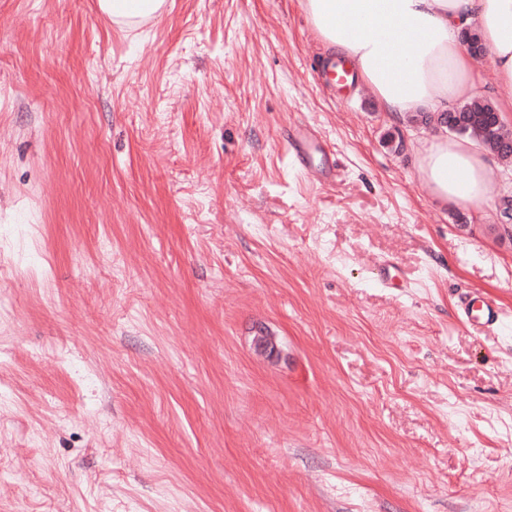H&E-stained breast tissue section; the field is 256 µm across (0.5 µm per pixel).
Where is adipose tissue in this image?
<instances>
[{
    "mask_svg": "<svg viewBox=\"0 0 512 512\" xmlns=\"http://www.w3.org/2000/svg\"><path fill=\"white\" fill-rule=\"evenodd\" d=\"M322 42L347 59L381 108L407 117L480 96L459 36L477 26L496 82L512 84V0H304ZM430 194L478 206L489 194L487 159L469 138L436 137L417 149Z\"/></svg>",
    "mask_w": 512,
    "mask_h": 512,
    "instance_id": "1",
    "label": "adipose tissue"
}]
</instances>
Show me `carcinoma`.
Instances as JSON below:
<instances>
[{
	"label": "carcinoma",
	"instance_id": "carcinoma-1",
	"mask_svg": "<svg viewBox=\"0 0 512 512\" xmlns=\"http://www.w3.org/2000/svg\"><path fill=\"white\" fill-rule=\"evenodd\" d=\"M485 98H473L456 106V111L444 113L443 125L453 127L456 133L475 139L498 155L512 154V130L497 121V113L490 111Z\"/></svg>",
	"mask_w": 512,
	"mask_h": 512
}]
</instances>
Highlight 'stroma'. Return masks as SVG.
Returning a JSON list of instances; mask_svg holds the SVG:
<instances>
[{"instance_id":"35a3bbf8","label":"stroma","mask_w":512,"mask_h":512,"mask_svg":"<svg viewBox=\"0 0 512 512\" xmlns=\"http://www.w3.org/2000/svg\"><path fill=\"white\" fill-rule=\"evenodd\" d=\"M327 56L302 0H0V512H512V167L434 198ZM102 12L117 24L127 23L125 20L145 17L161 11L165 0H99ZM291 145L296 161L305 169H309L316 155H320L317 165L326 176L333 174V166L329 158V151L323 143L314 138L305 129H298L291 140ZM504 311L493 301L481 299L463 308V318L481 327H492L502 322Z\"/></svg>"}]
</instances>
